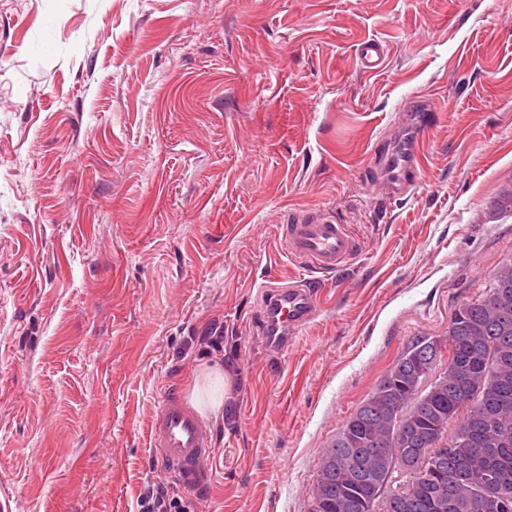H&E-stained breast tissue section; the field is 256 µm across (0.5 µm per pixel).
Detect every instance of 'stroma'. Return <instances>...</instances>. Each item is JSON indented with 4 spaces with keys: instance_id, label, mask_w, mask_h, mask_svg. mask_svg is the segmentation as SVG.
Listing matches in <instances>:
<instances>
[{
    "instance_id": "stroma-1",
    "label": "stroma",
    "mask_w": 512,
    "mask_h": 512,
    "mask_svg": "<svg viewBox=\"0 0 512 512\" xmlns=\"http://www.w3.org/2000/svg\"><path fill=\"white\" fill-rule=\"evenodd\" d=\"M421 100L391 198L373 147ZM510 181L512 0H0V502L138 512L162 483L187 512H308L343 421L512 254ZM311 213L349 264L290 254ZM283 277L320 310L275 352L250 322ZM213 367L201 499L147 431ZM384 49L374 40L365 42L359 49V58L363 68L368 70L379 69L384 62ZM283 234L291 254L321 271H334L350 262L357 244L345 224L323 216L297 218L284 224Z\"/></svg>"
}]
</instances>
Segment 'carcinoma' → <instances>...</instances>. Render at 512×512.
<instances>
[{"instance_id":"obj_1","label":"carcinoma","mask_w":512,"mask_h":512,"mask_svg":"<svg viewBox=\"0 0 512 512\" xmlns=\"http://www.w3.org/2000/svg\"><path fill=\"white\" fill-rule=\"evenodd\" d=\"M448 326L438 376L419 395L416 366L401 355L378 383L375 410L358 406L322 459L309 512H373L392 465L447 442L454 455L430 457L432 476L413 484L391 512H470L477 490L495 486L512 512V257L482 296L461 302Z\"/></svg>"}]
</instances>
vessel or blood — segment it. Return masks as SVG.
<instances>
[{"instance_id": "b4317fda", "label": "vessel or blood", "mask_w": 512, "mask_h": 512, "mask_svg": "<svg viewBox=\"0 0 512 512\" xmlns=\"http://www.w3.org/2000/svg\"><path fill=\"white\" fill-rule=\"evenodd\" d=\"M359 58L363 68L376 70L384 62V50L371 40L361 45ZM376 150L383 158V183L389 195L400 196L416 186L423 156L417 136L409 133L396 142L381 141ZM283 234L296 259L321 271L345 266L357 250L347 225L323 216L294 219L285 225ZM318 310L317 294L310 282L268 285L261 293L253 329L278 351L287 348L289 333L314 318ZM149 446L166 467L177 472L185 488L200 495L207 492L213 480L210 433L180 393L161 395L149 429Z\"/></svg>"}]
</instances>
